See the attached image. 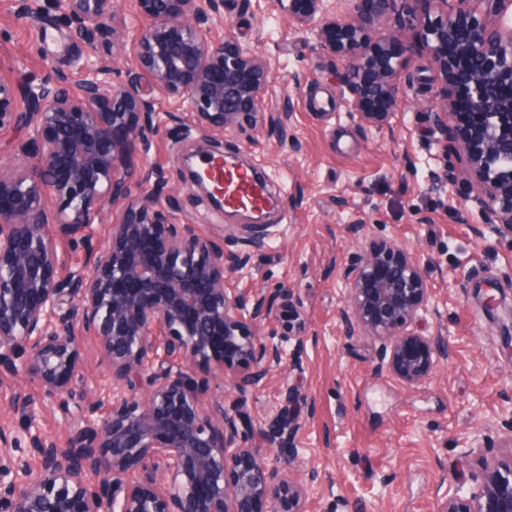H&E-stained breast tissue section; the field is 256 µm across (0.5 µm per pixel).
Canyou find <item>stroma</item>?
Listing matches in <instances>:
<instances>
[{"label":"stroma","instance_id":"stroma-1","mask_svg":"<svg viewBox=\"0 0 512 512\" xmlns=\"http://www.w3.org/2000/svg\"><path fill=\"white\" fill-rule=\"evenodd\" d=\"M418 21L402 12L382 24V38L412 42L399 73L405 105L392 127L362 125L348 114L335 68L313 33L276 16L271 0L225 4L217 36L252 45L277 61L264 108L288 110L283 146L260 124L232 126L207 142L190 113L161 105L159 129L136 167L163 171L172 223L224 242L225 255L250 253L232 285L242 292L289 288L303 323L315 335L300 361L269 367L247 395L256 424H267L286 389L304 404L290 474L311 480V512H440L449 495L474 488L485 464L512 460V353L482 307L492 294L512 306V241L453 218L463 186L438 176L445 136L434 115L454 89L431 65L420 23L444 16L442 0H418ZM79 49L54 12L18 17L15 0H0V68L34 84L55 78ZM244 155L276 180L285 199L253 248L246 232L225 224L244 216L216 210L181 173V157L199 150ZM362 223L359 235L349 227ZM391 237L426 269L433 315L416 329L441 337L451 352L426 382L410 386L376 367V341L346 338L338 311L347 268L370 242ZM85 381L102 397L110 388L99 366L98 341L79 337ZM41 406L42 432L66 447L70 430L57 399L32 379L0 381V407L16 389Z\"/></svg>","mask_w":512,"mask_h":512}]
</instances>
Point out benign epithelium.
<instances>
[{"label": "benign epithelium", "mask_w": 512, "mask_h": 512, "mask_svg": "<svg viewBox=\"0 0 512 512\" xmlns=\"http://www.w3.org/2000/svg\"><path fill=\"white\" fill-rule=\"evenodd\" d=\"M417 0H346L342 17L333 0H275V11L316 33L338 62L348 110L368 126H391L404 101L398 79L404 52L372 42L375 26ZM447 13L427 27L432 60L445 76L465 73L470 107L483 114L477 138L456 139L484 194L459 200L458 216L478 214L481 228L512 239V0H443ZM223 0H19L18 14L57 13L84 44L68 67L85 72L77 88L69 74L53 83L18 87L14 71L0 70V139L22 128L20 161L0 165V378H33L62 407L78 399L69 444L58 447L35 428L36 403L15 393L0 414V512H308L307 484L291 478L298 455L289 437L296 421L293 396L268 430L286 454L278 465L249 445L253 429L244 406L205 401L207 381L195 365L215 362L239 392L259 384L272 364L295 362L308 337L289 327L279 342L260 333L280 319L289 291L241 292L228 283L250 254L231 257L216 239L173 224L159 205L164 176L138 171L130 159L148 150L162 100L189 112L219 135L244 115L258 116L280 139L291 115L263 114L274 75L269 57L229 37L212 35ZM112 32L101 50L100 35ZM123 57L148 80L157 97L114 81ZM182 173L212 203L222 195L208 175L182 159ZM127 200L112 222L110 243L91 247L86 272H72L58 241L91 243L87 229L104 204ZM425 267L398 242L380 238L345 275L340 320L348 336L380 342L376 365L403 383L426 382L449 358L438 336L412 329L430 312ZM101 339L100 366L110 376L112 410L96 412L84 382L76 336ZM18 416V429L5 422ZM42 460L22 479V449ZM139 468L128 477L129 464ZM477 489L455 494L441 512H512V460L486 466Z\"/></svg>", "instance_id": "1"}]
</instances>
